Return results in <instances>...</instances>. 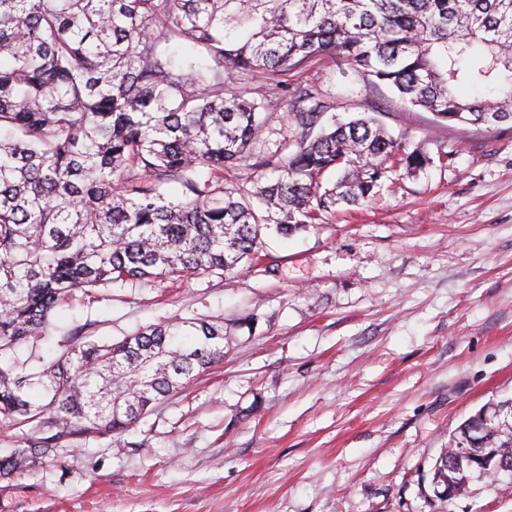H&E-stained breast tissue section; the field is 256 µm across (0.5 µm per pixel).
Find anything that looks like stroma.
<instances>
[{"instance_id": "stroma-1", "label": "stroma", "mask_w": 512, "mask_h": 512, "mask_svg": "<svg viewBox=\"0 0 512 512\" xmlns=\"http://www.w3.org/2000/svg\"><path fill=\"white\" fill-rule=\"evenodd\" d=\"M305 77L337 118L369 113L429 164L307 231L265 230L238 274L75 291L49 338L0 364L35 372L80 333L196 318L223 325L224 360L125 433L1 481L0 512H512L510 479L450 502L431 485L458 426L512 398V132L399 108L336 55ZM290 138L269 113L226 186L253 190Z\"/></svg>"}]
</instances>
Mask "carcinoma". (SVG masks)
<instances>
[{"mask_svg": "<svg viewBox=\"0 0 512 512\" xmlns=\"http://www.w3.org/2000/svg\"><path fill=\"white\" fill-rule=\"evenodd\" d=\"M329 53L404 109L512 129V0H0V357L45 338L76 290L235 274L269 224L291 234L364 205L397 165L427 164L372 116L324 126L335 97L290 78ZM281 104L295 139L263 162L278 176L225 187ZM222 360L224 327L174 321L67 346L37 373L0 367V428L31 426L0 480L64 442L127 431ZM34 384L45 402L29 400ZM496 406L501 417L471 415L442 449L438 498L463 495L479 457L512 464V398Z\"/></svg>", "mask_w": 512, "mask_h": 512, "instance_id": "cac0c4a2", "label": "carcinoma"}]
</instances>
